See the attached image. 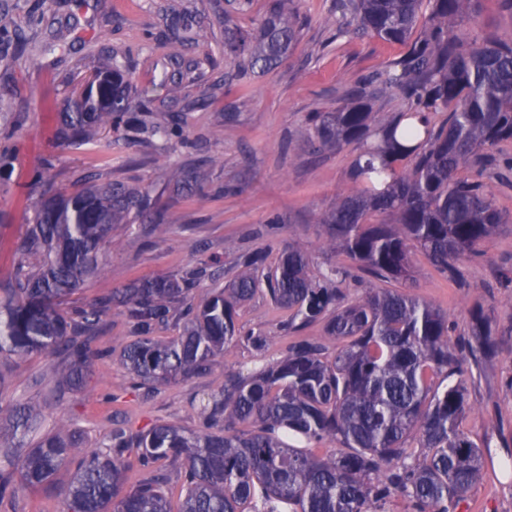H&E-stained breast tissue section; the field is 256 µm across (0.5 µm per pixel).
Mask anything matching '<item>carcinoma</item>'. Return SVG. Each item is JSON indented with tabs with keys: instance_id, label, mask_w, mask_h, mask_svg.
Wrapping results in <instances>:
<instances>
[{
	"instance_id": "cac0c4a2",
	"label": "carcinoma",
	"mask_w": 512,
	"mask_h": 512,
	"mask_svg": "<svg viewBox=\"0 0 512 512\" xmlns=\"http://www.w3.org/2000/svg\"><path fill=\"white\" fill-rule=\"evenodd\" d=\"M481 0H338L355 15L357 32L407 47L382 71L363 79L333 112H311L306 124L320 149L357 146L351 177L360 188L336 198L319 223L325 249L338 261L314 270L299 246L284 249L274 269L245 252L221 289L198 290L197 267L142 277L108 295L75 304L87 279L103 271L114 226L130 217L153 225L149 190L114 179L77 193L52 191L46 165L31 183L35 224L20 244L13 278L0 283V356L53 355L54 391L85 388L112 307L123 308L136 339L121 350L133 386L200 377L240 341L255 351L249 367L224 376V388L201 405V428L155 421L136 427L119 408L97 447L62 425L26 447L0 444V512H21L18 490H47L72 461L77 470L60 492V512H385L401 496L409 512H457L482 477L491 454L461 428L467 388L462 362L448 354V315L399 288L369 287L349 295L366 275L401 284L410 279L411 249L454 279L457 263L508 223L479 179L478 160L512 141V39L474 33ZM298 0H268L257 28L243 32L224 18V49L237 59L233 79L278 66L299 35ZM207 38L184 28L180 47ZM396 91L405 110L380 118L370 88ZM151 98L131 94L118 61L96 70L63 112L56 145L76 147L101 128L122 139L126 116L146 112ZM448 112L438 126L433 115ZM173 145L188 144L179 116L143 125ZM177 188L204 195L194 169L175 173ZM375 215L383 220L371 221ZM264 291L288 310L282 330L294 336L268 356L270 337L236 328L237 309ZM479 350L496 352L484 311L470 310ZM319 336H301L311 325ZM173 326L179 334L155 336ZM336 351L330 352V345ZM442 375L446 386H433ZM39 410L0 407V429L24 439ZM328 446L318 455L314 449ZM176 476L177 507L165 493Z\"/></svg>"
}]
</instances>
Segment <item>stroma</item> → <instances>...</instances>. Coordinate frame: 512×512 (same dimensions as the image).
I'll return each mask as SVG.
<instances>
[{
  "instance_id": "stroma-1",
  "label": "stroma",
  "mask_w": 512,
  "mask_h": 512,
  "mask_svg": "<svg viewBox=\"0 0 512 512\" xmlns=\"http://www.w3.org/2000/svg\"><path fill=\"white\" fill-rule=\"evenodd\" d=\"M224 7V0H0V16L26 42L20 57L14 42L0 41V87L11 91L9 104L0 105V152L12 154L9 165L0 167V280L12 274L19 259L18 247L33 218L30 182L46 158L53 163V185L69 192L81 188L86 174L150 188L168 226L160 239L149 234L145 222L118 227L119 246L104 274L89 281L84 298L104 295L137 276L171 274L200 263L211 273L204 287L220 288L239 250L265 252L272 263L296 243L312 267L329 262L320 249L324 234L318 219L337 195L353 189L349 169L355 149H311L305 118L336 109L352 86L406 48L356 34L353 16L336 18V0H300L304 26L296 49L275 70L228 86L224 75L234 59L224 50ZM177 20L209 25L211 35L208 42L186 47L194 67L184 70L171 101L159 84L172 70L164 43ZM115 59L125 65L132 89L151 100L149 113H133L132 121L159 125L169 107H176L189 145L174 149L160 137L138 132L105 152L101 145L112 135L100 131L80 148H55L63 101L85 76ZM492 154L483 181L509 224L460 264L457 280H448L421 253L411 259L417 294L447 312L454 326L449 350L466 356L468 410L462 427L475 443L503 458L512 453V282L503 277L512 270V170L504 166L512 142ZM179 167L201 169L206 197L175 191ZM476 305L498 340L490 358L468 352L476 342L470 319ZM287 316L259 294L238 309L236 322L242 332L271 336V349L279 352L288 344L280 331ZM131 336L123 316L113 314L100 338L112 356L96 362L86 389L58 401L50 400L48 389L55 358L0 360L7 380L0 396L11 406H39L41 432L65 423L79 428L92 448L112 430V406L101 403L102 393L117 396L136 425L165 420L193 429L202 400L221 391L225 373L254 358L241 342L206 376L137 396L119 356ZM458 512H512V471L486 473Z\"/></svg>"
}]
</instances>
